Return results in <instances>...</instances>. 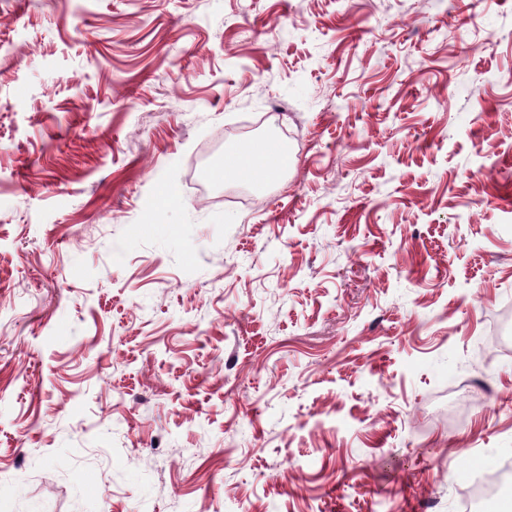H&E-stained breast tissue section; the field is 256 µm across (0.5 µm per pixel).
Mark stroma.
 Returning a JSON list of instances; mask_svg holds the SVG:
<instances>
[{"mask_svg":"<svg viewBox=\"0 0 512 512\" xmlns=\"http://www.w3.org/2000/svg\"><path fill=\"white\" fill-rule=\"evenodd\" d=\"M509 301L512 0H0V512H461ZM279 147L271 142L255 145L250 151L232 154L230 162H225L219 169L220 176L214 177L217 181H224L227 174H231L236 180L251 182L255 179L257 168L270 156L281 159Z\"/></svg>","mask_w":512,"mask_h":512,"instance_id":"stroma-1","label":"stroma"}]
</instances>
